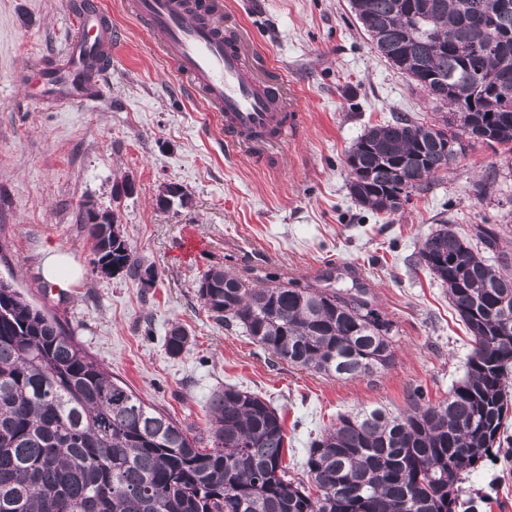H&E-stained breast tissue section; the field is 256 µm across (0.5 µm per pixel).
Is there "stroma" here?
I'll list each match as a JSON object with an SVG mask.
<instances>
[{"mask_svg":"<svg viewBox=\"0 0 512 512\" xmlns=\"http://www.w3.org/2000/svg\"><path fill=\"white\" fill-rule=\"evenodd\" d=\"M83 2L0 0V278L56 315L113 377L198 430L224 385L271 400L284 417L285 462L300 479L311 442L339 415L397 412L416 390L433 403L445 399L465 374L471 336L419 251L439 224L470 238L485 218L512 249V223L504 221L512 162L503 151L469 147L398 214L360 206L346 164L356 140L397 115L431 123L438 114L373 48L349 0H224L257 48L260 70L288 82L293 133L260 158L225 143L126 0H101L114 37L103 93L67 109L27 99L28 67L61 52ZM126 176L136 193L114 199L113 185ZM489 177L493 194H478ZM169 182L186 201L162 209L156 198ZM88 201L116 211L130 249L158 273L153 288L94 272L92 242L77 220ZM50 247L82 269L69 293L42 278ZM213 266L250 286L267 274L313 284L332 269L341 272L335 287L366 284L393 322V364L338 379L277 361L203 307L195 281ZM176 325L191 344L173 357L165 338ZM461 495L484 497L480 512H512V460L485 462Z\"/></svg>","mask_w":512,"mask_h":512,"instance_id":"obj_1","label":"stroma"}]
</instances>
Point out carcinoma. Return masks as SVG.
<instances>
[{"label":"carcinoma","mask_w":512,"mask_h":512,"mask_svg":"<svg viewBox=\"0 0 512 512\" xmlns=\"http://www.w3.org/2000/svg\"><path fill=\"white\" fill-rule=\"evenodd\" d=\"M512 0H351L374 48L447 109V131L406 115L369 128L346 164L366 209L394 215L468 146L512 153ZM80 223L101 275L151 288L157 274L116 241L112 213L87 202ZM477 242L443 224L420 260L472 336L464 378L434 404L423 395L396 414H344L314 440L307 480L288 474L282 414L226 385L198 434L112 376L57 317L0 280V512H457L460 484L497 457L512 383V255L500 233ZM293 281L250 288L212 267L196 281L210 316L240 328L281 362L338 378L394 361L392 321L355 282ZM190 343L183 326L169 355Z\"/></svg>","instance_id":"1"}]
</instances>
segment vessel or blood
<instances>
[{"label":"vessel or blood","instance_id":"1","mask_svg":"<svg viewBox=\"0 0 512 512\" xmlns=\"http://www.w3.org/2000/svg\"><path fill=\"white\" fill-rule=\"evenodd\" d=\"M209 19L202 20L193 0H129L128 7L159 46L166 61L189 81L190 92L208 102L224 137L256 150L287 137L283 121L288 94L284 83L256 71L253 51L235 16L224 13L222 0H204ZM71 35L62 54L34 64L40 98L63 107L87 97L106 70L102 54L112 44V23L96 0L70 19Z\"/></svg>","mask_w":512,"mask_h":512}]
</instances>
